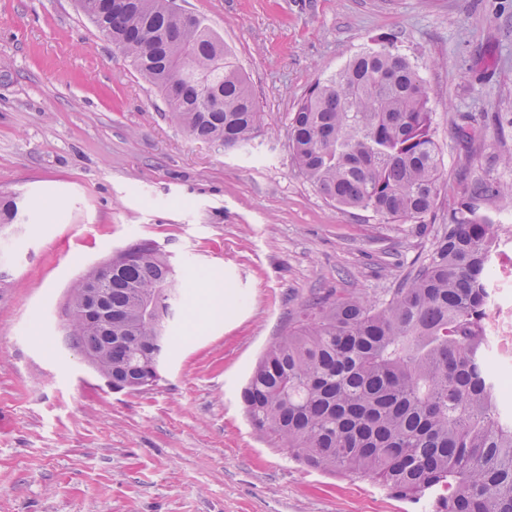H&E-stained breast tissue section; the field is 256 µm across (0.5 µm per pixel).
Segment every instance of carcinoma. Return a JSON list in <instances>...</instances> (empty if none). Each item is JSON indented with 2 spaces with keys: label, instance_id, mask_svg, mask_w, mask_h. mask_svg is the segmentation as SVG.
I'll list each match as a JSON object with an SVG mask.
<instances>
[{
  "label": "carcinoma",
  "instance_id": "obj_1",
  "mask_svg": "<svg viewBox=\"0 0 512 512\" xmlns=\"http://www.w3.org/2000/svg\"><path fill=\"white\" fill-rule=\"evenodd\" d=\"M105 35L149 82L178 77L171 116L194 138L237 149L260 112L224 41L203 20L186 23L171 0H113ZM425 80L391 43L318 80L291 117L298 172L340 208L425 224L443 178ZM512 197V184L479 183L450 213L416 274L379 302L319 298L311 318L272 343L242 393L257 434L316 469L369 476L431 512H512V421L485 333L493 225L474 200ZM35 215L0 200V224ZM104 284L112 319L90 323L89 286L69 291L73 342L112 388L160 380L176 270L157 246L132 245Z\"/></svg>",
  "mask_w": 512,
  "mask_h": 512
}]
</instances>
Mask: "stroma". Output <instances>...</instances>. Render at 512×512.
I'll list each match as a JSON object with an SVG mask.
<instances>
[{
    "mask_svg": "<svg viewBox=\"0 0 512 512\" xmlns=\"http://www.w3.org/2000/svg\"><path fill=\"white\" fill-rule=\"evenodd\" d=\"M216 32L261 120L246 147L193 139L75 0H0V512H430L369 477L296 461L240 399L313 298H385L480 180L512 183V0H181ZM393 42L428 87L444 188L425 225L341 209L297 171L296 106ZM154 241L173 262L161 380L113 391L66 338L70 285ZM218 298L220 308L210 306ZM486 325L512 369V288ZM30 219L34 220L33 213L28 214L22 211L19 202L16 199L0 200V224H25Z\"/></svg>",
    "mask_w": 512,
    "mask_h": 512,
    "instance_id": "1",
    "label": "stroma"
}]
</instances>
